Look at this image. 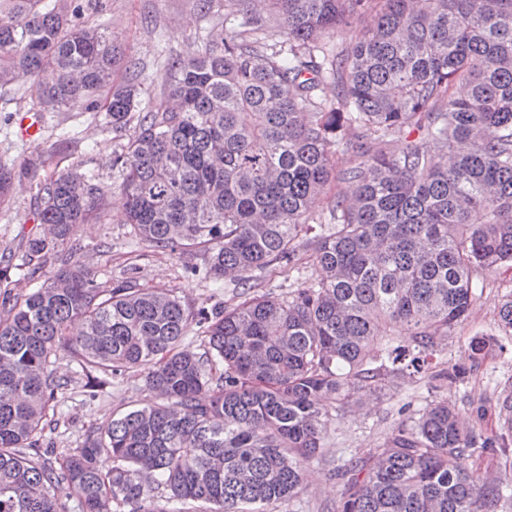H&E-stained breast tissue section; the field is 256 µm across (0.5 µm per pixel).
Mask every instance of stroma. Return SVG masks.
<instances>
[{"instance_id": "stroma-1", "label": "stroma", "mask_w": 512, "mask_h": 512, "mask_svg": "<svg viewBox=\"0 0 512 512\" xmlns=\"http://www.w3.org/2000/svg\"><path fill=\"white\" fill-rule=\"evenodd\" d=\"M104 10L88 15V23L108 24L113 36L125 46L130 60L139 62L143 72L144 99L151 106L163 105L164 74L170 55L184 57L198 54L204 41L230 36L237 26L227 6L214 8L210 16H202L195 0H103ZM40 112L42 133L37 141L22 137L20 118ZM122 143L106 130L102 116L91 112L62 110L41 112L33 90L10 103L0 101V160L19 163L33 151L49 155V167H76L96 175L113 189L104 216L96 223L81 225L75 236L80 260L98 275L99 282L111 285L133 274L138 287L164 288L172 291L192 307L211 308L224 304L230 292L222 281L201 274L202 251L170 254L146 247L130 245V225L123 217V198L118 190L122 181L112 162ZM39 176L17 184L8 202L0 204V252L22 253V244L34 228V196ZM512 292V269L504 267L487 274L485 287L476 296L471 313L449 336L442 361L464 362L472 337L497 332V307L505 293ZM58 374L67 376V386L58 394L56 411L61 425L53 436L57 453L79 447L86 434L100 430L125 411L151 400L141 373L130 372L114 379L89 398L76 358L67 344L57 348ZM512 380V346L495 351L482 367L466 379L460 388L447 396L459 404L462 414L471 405L489 407L482 429L491 434L499 429L492 414L498 389ZM423 380L399 382L380 391L357 394V403L339 420H331L325 430L328 462L309 466L304 488L290 507H276L272 512H334L342 493V483L333 473L331 458L372 455L382 443L385 433L399 419L423 409L437 400Z\"/></svg>"}]
</instances>
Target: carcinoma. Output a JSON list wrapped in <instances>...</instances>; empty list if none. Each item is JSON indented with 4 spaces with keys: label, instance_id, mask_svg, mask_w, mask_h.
<instances>
[{
    "label": "carcinoma",
    "instance_id": "cac0c4a2",
    "mask_svg": "<svg viewBox=\"0 0 512 512\" xmlns=\"http://www.w3.org/2000/svg\"><path fill=\"white\" fill-rule=\"evenodd\" d=\"M99 0H0V90L29 87L45 112H105L134 134L116 155L137 246L200 249L204 274L231 303L194 308L132 278L102 287L73 237L111 188L75 169L37 186L44 227L26 264L62 267L0 301V512H267L297 498L326 457L328 403L342 417L359 390L398 378L456 388L512 343V293L496 336H475L468 364L437 362L468 317L486 274L512 267V0H252L239 31L168 59L166 104L142 105L140 64L114 80L120 44L81 22ZM367 13L349 47L324 38ZM276 21L286 40L270 43ZM336 83V101L319 96ZM467 86L464 97L456 86ZM417 134L399 152L387 139ZM355 163L335 171L337 151ZM40 153L0 161V203ZM354 185L328 205L312 239L318 277L284 295L269 272L293 262L310 211L332 181ZM0 255V284L14 283ZM80 321L73 350L93 391L143 368L160 401L133 408L55 457L49 412L65 387L54 348ZM204 352L178 350L190 325ZM463 425L448 399L399 419L378 454L334 469L337 512H483L512 502V476L483 474L479 454H512V383L498 393L499 432L485 409ZM31 449L30 457L23 449ZM112 456V470L98 466Z\"/></svg>",
    "mask_w": 512,
    "mask_h": 512
}]
</instances>
